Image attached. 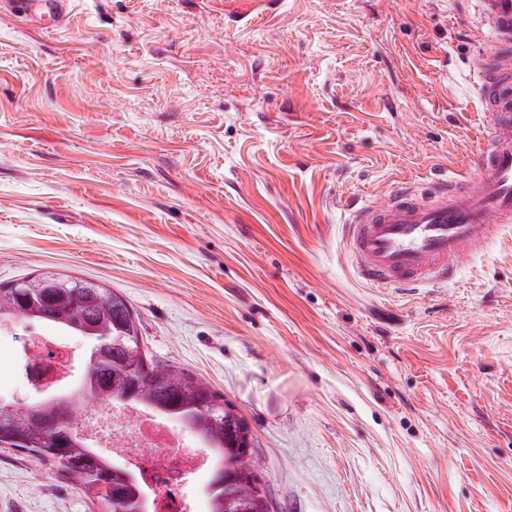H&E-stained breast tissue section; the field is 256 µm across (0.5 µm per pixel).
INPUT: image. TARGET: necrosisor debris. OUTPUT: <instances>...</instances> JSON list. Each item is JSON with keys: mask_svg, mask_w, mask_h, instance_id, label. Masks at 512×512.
Returning a JSON list of instances; mask_svg holds the SVG:
<instances>
[{"mask_svg": "<svg viewBox=\"0 0 512 512\" xmlns=\"http://www.w3.org/2000/svg\"><path fill=\"white\" fill-rule=\"evenodd\" d=\"M77 363L73 348L53 337L30 335L24 341L25 379L36 391L63 387ZM80 414L88 441L139 478L151 512H197V497L185 493L183 485L217 462L201 438L139 402L99 401L81 407Z\"/></svg>", "mask_w": 512, "mask_h": 512, "instance_id": "4bbe7bcc", "label": "necrosis or debris"}]
</instances>
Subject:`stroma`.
Wrapping results in <instances>:
<instances>
[{
  "mask_svg": "<svg viewBox=\"0 0 512 512\" xmlns=\"http://www.w3.org/2000/svg\"><path fill=\"white\" fill-rule=\"evenodd\" d=\"M476 0H0V284L122 293L149 356L236 407L271 512H512V229L456 282L380 292L352 205L473 169ZM0 399H33L28 332ZM0 512H99L0 451ZM14 12L20 17L33 18L37 11L48 9L54 17V26L61 27L67 15L69 0H12Z\"/></svg>",
  "mask_w": 512,
  "mask_h": 512,
  "instance_id": "1",
  "label": "stroma"
}]
</instances>
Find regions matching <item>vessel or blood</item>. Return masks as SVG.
<instances>
[{
  "label": "vessel or blood",
  "mask_w": 512,
  "mask_h": 512,
  "mask_svg": "<svg viewBox=\"0 0 512 512\" xmlns=\"http://www.w3.org/2000/svg\"><path fill=\"white\" fill-rule=\"evenodd\" d=\"M495 48L472 57L470 72L489 122L490 140L471 177L434 181L431 194L403 184L381 202L353 210L346 241L358 279L375 289L441 286L457 273L455 260L472 255L512 227V0H477ZM33 17L46 9L62 26L68 0H13Z\"/></svg>",
  "instance_id": "1"
}]
</instances>
